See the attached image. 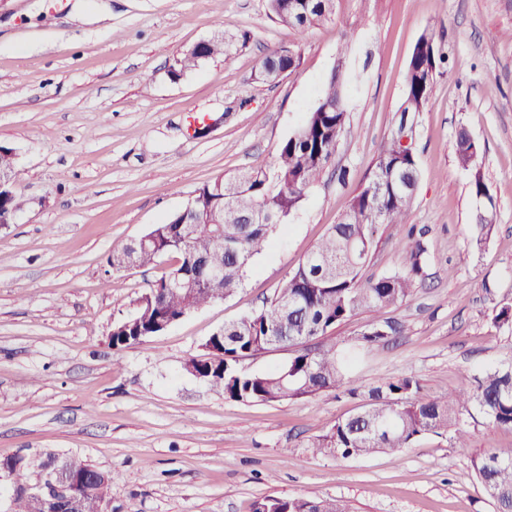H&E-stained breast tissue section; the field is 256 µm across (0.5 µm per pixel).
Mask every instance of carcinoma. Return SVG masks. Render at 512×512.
I'll list each match as a JSON object with an SVG mask.
<instances>
[{
    "label": "carcinoma",
    "mask_w": 512,
    "mask_h": 512,
    "mask_svg": "<svg viewBox=\"0 0 512 512\" xmlns=\"http://www.w3.org/2000/svg\"><path fill=\"white\" fill-rule=\"evenodd\" d=\"M271 14L282 24L303 33L330 18L334 0H268ZM248 33L226 34L208 39L207 58L230 56L246 44ZM202 59L186 53L172 70L175 77L196 69ZM442 63L435 37L424 32L418 39L407 69L403 104L416 112L423 109L433 72ZM296 58L289 50L269 54L261 68L291 71ZM343 64H338L324 84L321 97L302 124L279 147L268 169L250 170L230 178L218 177L199 187L192 210L175 214L147 233L146 246L131 241L114 249L108 258L112 267L129 263L155 265L165 256L175 262L154 284L165 288L175 280L181 286L160 295L154 308L145 305L112 324V347L119 350L153 336L160 325H172L195 309L217 298L233 294L243 283L251 260L269 245L278 224L286 219L319 179L341 136L347 112ZM475 142L461 132L456 140L459 164L469 169L478 151ZM12 148L0 145V174L12 180L16 161ZM405 173L396 181V171ZM420 168L412 150L391 136L377 157L371 180L355 197L349 211L327 234L280 288L277 297L258 312L224 325L207 340L209 358H190L186 364L210 387L237 402H276L299 395H312L349 386L336 346L317 343L268 373L246 372L239 361L273 347H290L325 335L336 324L361 312L406 301L415 278L422 273L426 248L419 240L402 243L404 268L367 283L361 271L376 244L377 226L401 224L407 213ZM25 201L17 193L0 199V216L23 210ZM497 224L494 200L476 209L472 216L473 238L482 245ZM224 267V282L210 286L198 277L200 258ZM400 327L377 318L365 325L360 337L364 346L386 340ZM421 386L413 377L383 380L368 391L358 411L336 423L313 440L311 448L342 458L375 453H396L408 448L420 435L455 428L456 439L465 442L468 431L460 426L464 413L477 412L489 423L512 428V362L486 368L472 387H463L439 398L420 396ZM59 463L67 477L80 482L83 512H109L112 483L117 474L107 473L87 461L54 456L38 464L40 471ZM33 462L22 456L0 459V473L13 479L17 491L12 512H42L37 499L24 493L26 471ZM473 470L497 512H512V453H485L473 460ZM253 512H349L339 500L269 497Z\"/></svg>",
    "instance_id": "carcinoma-1"
}]
</instances>
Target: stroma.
Wrapping results in <instances>:
<instances>
[{"label":"stroma","instance_id":"1","mask_svg":"<svg viewBox=\"0 0 512 512\" xmlns=\"http://www.w3.org/2000/svg\"><path fill=\"white\" fill-rule=\"evenodd\" d=\"M249 32L230 57L172 77L174 60L219 28ZM432 31L446 61L422 111L402 115L408 61ZM296 66L254 74L272 51ZM345 60L347 122L320 181L256 255L233 295L144 342L114 350L113 320L163 265L115 270L112 250L179 212L204 183L266 168ZM414 127L421 176L404 223L379 225L369 280L400 270L401 239L427 249L412 296L384 309L403 331L367 348L369 314L330 331L358 396L323 391L243 403L184 363L224 324L271 301L371 178L401 120ZM498 221L471 238V173L459 130ZM0 144L18 158L28 200L0 229V457L76 455L117 471L112 512H253L268 496L347 501L352 512H496L474 457L512 452V429L464 418L395 454L341 458L311 442L385 378L412 376L427 398L512 361V0H336L299 34L268 0H0ZM473 147H475V150L471 151ZM477 155L478 148L475 142L467 133L460 132L456 140V157L459 164L465 169L472 168Z\"/></svg>","mask_w":512,"mask_h":512}]
</instances>
